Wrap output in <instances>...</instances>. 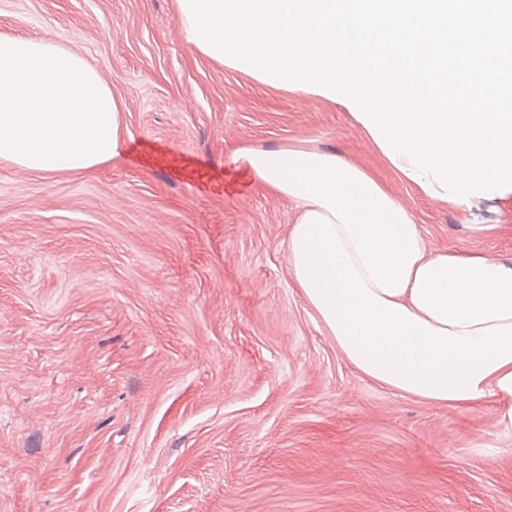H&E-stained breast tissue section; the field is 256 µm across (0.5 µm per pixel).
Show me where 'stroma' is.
Returning a JSON list of instances; mask_svg holds the SVG:
<instances>
[{"label": "stroma", "mask_w": 512, "mask_h": 512, "mask_svg": "<svg viewBox=\"0 0 512 512\" xmlns=\"http://www.w3.org/2000/svg\"><path fill=\"white\" fill-rule=\"evenodd\" d=\"M0 35L94 65L126 150L88 175L0 161V512H512L494 402L363 377L294 285L293 204L226 159L346 157L431 252L512 260V196H428L343 106L194 50L174 0H0Z\"/></svg>", "instance_id": "obj_1"}]
</instances>
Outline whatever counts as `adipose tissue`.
<instances>
[{
  "instance_id": "adipose-tissue-1",
  "label": "adipose tissue",
  "mask_w": 512,
  "mask_h": 512,
  "mask_svg": "<svg viewBox=\"0 0 512 512\" xmlns=\"http://www.w3.org/2000/svg\"><path fill=\"white\" fill-rule=\"evenodd\" d=\"M123 147L119 106L92 65L51 41L0 37V159L84 174ZM230 161L294 202L295 286L359 373L433 404L494 401L512 432V261L428 252L414 214L336 154L238 149Z\"/></svg>"
}]
</instances>
